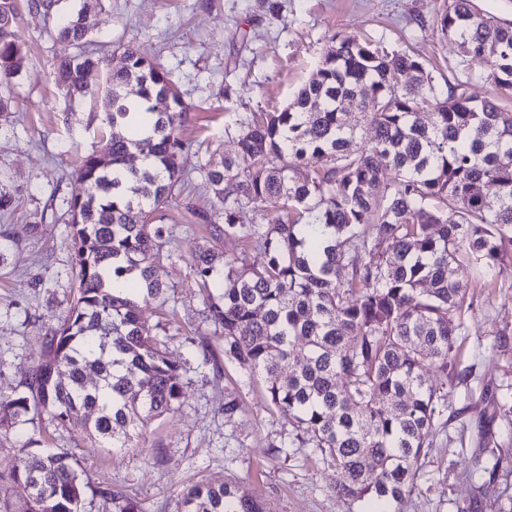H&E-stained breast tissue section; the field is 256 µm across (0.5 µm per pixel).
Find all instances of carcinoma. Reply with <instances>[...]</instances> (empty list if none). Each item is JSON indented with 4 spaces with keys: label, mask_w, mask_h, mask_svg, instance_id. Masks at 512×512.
Segmentation results:
<instances>
[{
    "label": "carcinoma",
    "mask_w": 512,
    "mask_h": 512,
    "mask_svg": "<svg viewBox=\"0 0 512 512\" xmlns=\"http://www.w3.org/2000/svg\"><path fill=\"white\" fill-rule=\"evenodd\" d=\"M27 7L47 21L58 48V86L102 105L89 123L104 129L110 162L94 150L75 171L66 213L76 293L47 333L44 360L14 394L0 395V425L45 415L104 448H137L149 420L177 410L184 385L139 296L168 301L155 254L168 228L155 214L184 175L185 107L168 71L136 48L120 47L118 69L86 51L84 14L104 0ZM16 18L17 0H0V86L30 63ZM439 24L462 57L486 61L488 83L512 96L511 26L472 0H448ZM95 68L105 73L98 89L86 80ZM403 77L428 83L427 121L417 119L422 103ZM470 80L455 73L443 90L408 52L338 35L284 109L239 123L236 157L200 166L217 207L185 204L211 238H237L253 251L231 258L203 246L193 260L224 357L263 382L298 445L331 461L335 491L366 512H390L417 489L430 437L448 424V394L468 377L460 348L473 329L474 293L457 269L471 263L482 288H500L512 274V108L496 96L475 99ZM346 101L364 114L368 139L348 124ZM285 154L294 165L280 164ZM378 157L397 170L395 180H384ZM299 166L308 169L302 180ZM268 206L283 212L279 223L248 217ZM126 280L137 287L115 293L112 284ZM429 366L436 385L424 378ZM499 464L476 448L469 479L485 490ZM7 484L31 491L13 501ZM87 488L74 455L32 452L24 469L0 471V512H81ZM181 507L264 512L230 483H195Z\"/></svg>",
    "instance_id": "cac0c4a2"
}]
</instances>
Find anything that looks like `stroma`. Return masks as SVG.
Here are the masks:
<instances>
[{
    "instance_id": "35a3bbf8",
    "label": "stroma",
    "mask_w": 512,
    "mask_h": 512,
    "mask_svg": "<svg viewBox=\"0 0 512 512\" xmlns=\"http://www.w3.org/2000/svg\"><path fill=\"white\" fill-rule=\"evenodd\" d=\"M448 0H110L87 24L96 45L110 50L112 68L123 64L119 45H133L160 63L189 108L183 157L197 174L210 154L235 156L225 126L256 112L287 106L333 48L336 33L369 36L390 49H406L431 63L436 84L460 59L438 18ZM16 34L32 60L11 85L14 112L0 120V184L14 210L0 220V394H10L44 354V338L73 299L72 241L62 216L81 156L100 149L86 128L90 102L65 98L53 81L55 49L41 15L21 11ZM71 112V126L60 117ZM170 229L157 259L170 287L174 319L158 337L171 360L184 366L183 395L175 413L152 419L141 447H98L75 428L48 431L47 420L16 424L0 433V470L24 468L29 441L47 436L46 450L78 459L89 488L83 512H116L120 492L134 512H180L183 490L198 481L244 486L266 512H361L339 496L334 464L297 448L286 415L272 410L262 383H248L230 363L220 371L202 364L210 343L224 339L208 319L207 304L191 269L200 246L229 255L245 251L236 239L211 241L205 224L172 200L163 210ZM475 331L461 347L471 375L448 399L453 416L434 437L417 490L400 512H507L512 507V276L503 287L478 290ZM236 398L233 418L226 397ZM500 459L493 483L478 492L468 480L459 448L476 437Z\"/></svg>"
}]
</instances>
